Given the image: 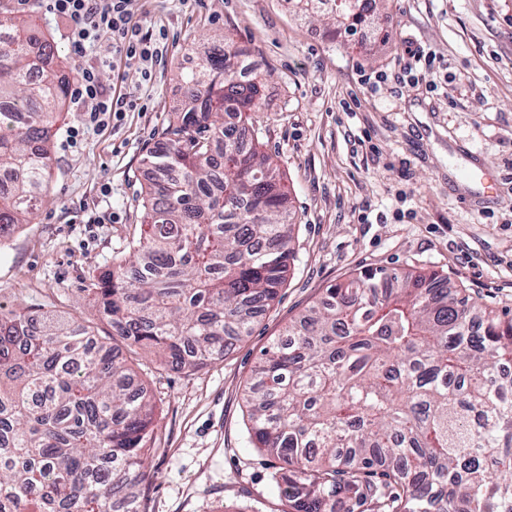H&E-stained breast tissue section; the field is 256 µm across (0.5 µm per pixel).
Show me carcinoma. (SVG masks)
Returning a JSON list of instances; mask_svg holds the SVG:
<instances>
[{
  "label": "carcinoma",
  "instance_id": "1",
  "mask_svg": "<svg viewBox=\"0 0 512 512\" xmlns=\"http://www.w3.org/2000/svg\"><path fill=\"white\" fill-rule=\"evenodd\" d=\"M332 11L349 35L372 11ZM213 48L180 73L178 125L144 157L139 239L87 291L113 335L201 368L251 333L296 258L260 85ZM55 49L0 12V240L46 197ZM235 119L224 122V116ZM512 318L421 271L360 273L272 343L246 386L249 443L287 512H512ZM156 405L121 348L53 312L0 307V512H142Z\"/></svg>",
  "mask_w": 512,
  "mask_h": 512
}]
</instances>
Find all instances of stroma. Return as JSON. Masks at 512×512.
<instances>
[{
  "label": "stroma",
  "mask_w": 512,
  "mask_h": 512,
  "mask_svg": "<svg viewBox=\"0 0 512 512\" xmlns=\"http://www.w3.org/2000/svg\"><path fill=\"white\" fill-rule=\"evenodd\" d=\"M0 11L33 17L58 70L78 69L63 23L40 0L22 10L0 0ZM374 13L350 41L329 14H305L295 0H139L138 23L167 33L152 78L130 69L101 80L146 98L147 111L89 130L74 148L67 132L81 113L65 108L52 128L46 201L0 243V306L76 317L108 343L112 326L86 289L140 236L143 158L182 107L178 71L191 48L214 35L249 48L263 82L257 126L289 193L297 260L223 359L180 371L126 350L158 407L143 512H281L267 483L273 461L247 439L244 388L261 351L330 285L373 268L433 271L512 317V0H376ZM410 41L440 69L419 83H362L397 70ZM478 166L494 172L493 192L466 179ZM85 213L93 223H79Z\"/></svg>",
  "instance_id": "35a3bbf8"
}]
</instances>
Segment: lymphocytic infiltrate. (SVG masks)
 Listing matches in <instances>:
<instances>
[{
  "label": "lymphocytic infiltrate",
  "mask_w": 512,
  "mask_h": 512,
  "mask_svg": "<svg viewBox=\"0 0 512 512\" xmlns=\"http://www.w3.org/2000/svg\"><path fill=\"white\" fill-rule=\"evenodd\" d=\"M46 13L65 24V38L74 54L83 58L69 88L74 111L82 113L83 127L69 132L70 145L81 142L88 127L104 125L106 118H120L139 109L133 93H116L100 80L103 70L138 69L150 79L159 49L152 33L135 20L136 0H42Z\"/></svg>",
  "instance_id": "obj_1"
}]
</instances>
